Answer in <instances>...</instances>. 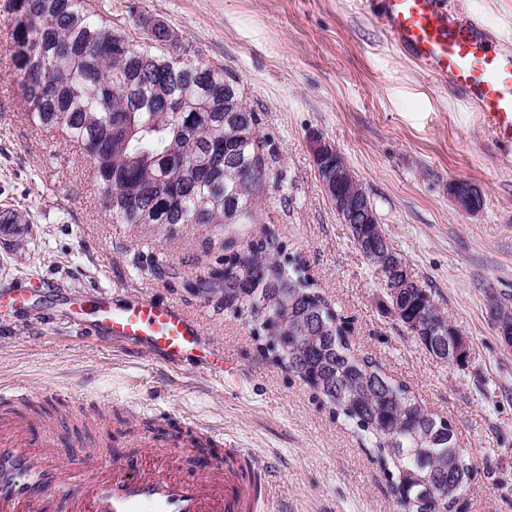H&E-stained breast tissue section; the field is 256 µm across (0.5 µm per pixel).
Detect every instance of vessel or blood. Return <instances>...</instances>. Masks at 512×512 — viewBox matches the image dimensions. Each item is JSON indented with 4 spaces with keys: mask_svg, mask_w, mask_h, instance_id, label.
<instances>
[{
    "mask_svg": "<svg viewBox=\"0 0 512 512\" xmlns=\"http://www.w3.org/2000/svg\"><path fill=\"white\" fill-rule=\"evenodd\" d=\"M377 15L394 45L448 80L512 142V47L481 17L463 18L447 0H379ZM63 315L88 336L121 338L172 366L217 352L197 317L154 294L121 300L107 290L65 299ZM119 448L64 451L44 440L29 416L0 410V512H265L271 471L241 448L206 471L146 464Z\"/></svg>",
    "mask_w": 512,
    "mask_h": 512,
    "instance_id": "vessel-or-blood-1",
    "label": "vessel or blood"
}]
</instances>
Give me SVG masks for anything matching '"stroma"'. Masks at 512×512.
I'll use <instances>...</instances> for the list:
<instances>
[{
  "instance_id": "35a3bbf8",
  "label": "stroma",
  "mask_w": 512,
  "mask_h": 512,
  "mask_svg": "<svg viewBox=\"0 0 512 512\" xmlns=\"http://www.w3.org/2000/svg\"><path fill=\"white\" fill-rule=\"evenodd\" d=\"M113 21H165L201 57L242 80L271 157L258 223L227 234L192 224L164 230L112 223L85 156L62 133L32 126L9 61L11 22L0 12V210L21 214L0 240V292L30 279L28 313L0 307V398L11 388L76 393L54 417L68 448L156 442L170 412L206 422L213 440L245 448L275 472L268 512H397L384 473L352 425L335 419L297 377L267 362L244 321L182 288L237 248L276 230L281 256L299 258L347 322L359 352L451 422L474 475L460 512H512V347L493 322L512 307V143L394 48L376 0H102ZM512 45V0H461ZM320 134L362 184L393 249L469 344L443 362L387 313L379 269L355 244L320 181L309 147ZM483 198L462 212L448 187ZM153 293L203 322L229 370L167 366L129 343L96 340L65 321H35L57 297L94 289Z\"/></svg>"
}]
</instances>
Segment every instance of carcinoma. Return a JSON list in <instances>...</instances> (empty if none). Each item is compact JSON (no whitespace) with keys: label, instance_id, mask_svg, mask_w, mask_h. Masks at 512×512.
<instances>
[{"label":"carcinoma","instance_id":"1","mask_svg":"<svg viewBox=\"0 0 512 512\" xmlns=\"http://www.w3.org/2000/svg\"><path fill=\"white\" fill-rule=\"evenodd\" d=\"M3 11L28 120L64 133L88 158L112 223L168 233L182 224L256 223L270 167L237 74L142 21L133 29L112 21L95 0H5ZM349 228L377 262L380 224ZM224 249V269L195 275L196 288L219 296L225 312L251 327L265 359L355 426L400 512H456L474 466L450 423L355 349L304 266L279 260L275 232L246 251L231 239ZM384 297L426 343L432 294L408 283Z\"/></svg>","mask_w":512,"mask_h":512}]
</instances>
